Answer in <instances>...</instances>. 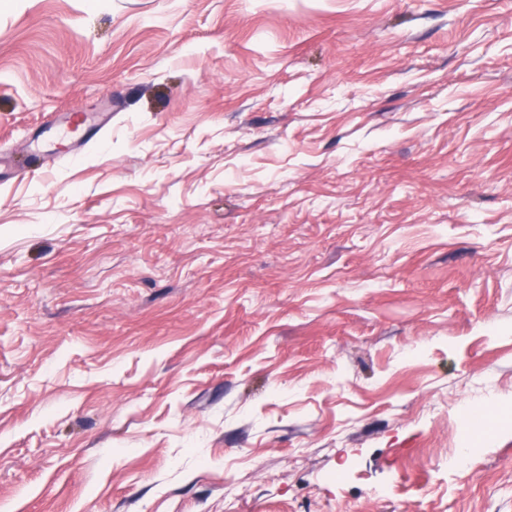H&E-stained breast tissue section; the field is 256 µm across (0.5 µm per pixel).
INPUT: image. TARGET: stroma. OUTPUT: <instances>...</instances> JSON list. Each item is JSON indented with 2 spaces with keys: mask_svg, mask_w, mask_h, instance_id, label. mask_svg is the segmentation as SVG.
I'll list each match as a JSON object with an SVG mask.
<instances>
[{
  "mask_svg": "<svg viewBox=\"0 0 512 512\" xmlns=\"http://www.w3.org/2000/svg\"><path fill=\"white\" fill-rule=\"evenodd\" d=\"M107 105L0 185V512H512V0H0L1 155Z\"/></svg>",
  "mask_w": 512,
  "mask_h": 512,
  "instance_id": "1",
  "label": "stroma"
}]
</instances>
